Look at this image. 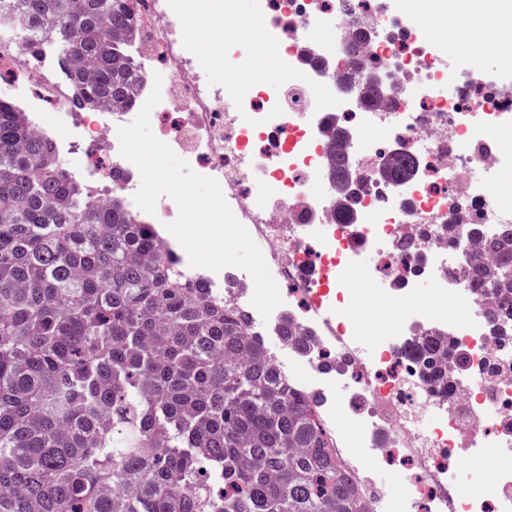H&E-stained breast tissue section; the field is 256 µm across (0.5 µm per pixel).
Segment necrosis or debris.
Returning a JSON list of instances; mask_svg holds the SVG:
<instances>
[{
  "label": "necrosis or debris",
  "instance_id": "necrosis-or-debris-1",
  "mask_svg": "<svg viewBox=\"0 0 512 512\" xmlns=\"http://www.w3.org/2000/svg\"><path fill=\"white\" fill-rule=\"evenodd\" d=\"M184 0H128L135 35L124 52L140 75L137 93L148 98L160 86L150 123L159 140L182 155L198 174L218 181L236 219L263 245V257L282 302L269 318L252 305L254 282L244 270L187 267L249 317L250 335L267 343L271 360L293 389L324 391L333 380L347 390L322 405L318 418L329 447L374 512H512V373L487 380L491 358L512 364V346L491 336L490 301L468 294L463 267L476 244L462 231L476 222L487 229L512 224V82L494 80L485 56L512 65V41L475 53L469 43L449 47L428 38L435 0L418 15L406 0H254L253 24L267 31L281 53L277 91L267 83L238 86L234 76L262 70L260 52L247 42L228 45L221 57L202 52L189 36ZM0 80L32 116L34 129L55 138L69 172L96 200H132L141 180L120 153L118 130L137 116L132 108L80 111L71 82L52 51L28 57L2 26ZM407 35L393 40L392 24ZM380 76L391 91L372 106L360 89ZM355 122L347 135L349 160L360 188L357 198L330 186H309L331 163L332 133L341 115ZM108 146L97 164L82 151L87 138ZM417 162L397 182L384 173L392 153ZM123 173L113 179V170ZM269 188L252 193L255 181ZM350 208L352 223L339 220ZM430 232L415 248L401 244L420 226ZM370 252L373 261L361 267ZM361 268L368 291L383 300L410 294L413 280L429 275L425 301L404 316L362 323L351 312L362 293L346 281ZM312 338L308 373L291 366L296 351L276 341L282 315ZM445 336L465 353L466 374L448 373L450 398L431 393L405 352L408 337ZM486 464L485 498L465 494L469 462Z\"/></svg>",
  "mask_w": 512,
  "mask_h": 512
}]
</instances>
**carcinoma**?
Returning a JSON list of instances; mask_svg holds the SVG:
<instances>
[{
  "mask_svg": "<svg viewBox=\"0 0 512 512\" xmlns=\"http://www.w3.org/2000/svg\"><path fill=\"white\" fill-rule=\"evenodd\" d=\"M18 3L21 28L52 25L79 106L140 104L126 0ZM412 167L397 155L387 170ZM465 232L481 244L465 287L493 284L488 324L512 341V224ZM247 324L0 100V512H372L325 446L319 397L288 385ZM279 335L307 351L292 320ZM407 349L448 396L441 364L464 356L433 335Z\"/></svg>",
  "mask_w": 512,
  "mask_h": 512,
  "instance_id": "obj_1",
  "label": "carcinoma"
}]
</instances>
